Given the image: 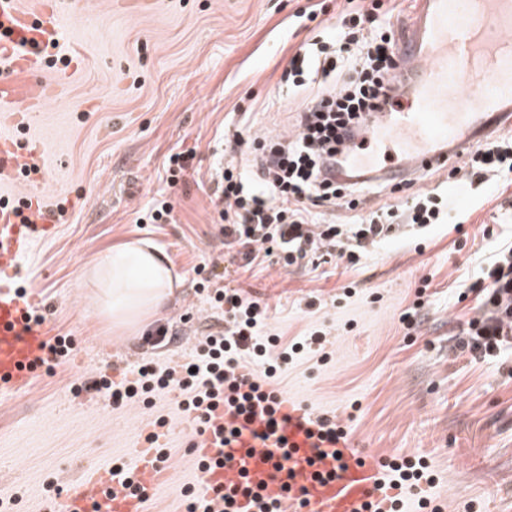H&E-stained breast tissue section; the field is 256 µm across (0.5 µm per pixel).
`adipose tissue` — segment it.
I'll use <instances>...</instances> for the list:
<instances>
[{"instance_id":"ef3b65f1","label":"adipose tissue","mask_w":512,"mask_h":512,"mask_svg":"<svg viewBox=\"0 0 512 512\" xmlns=\"http://www.w3.org/2000/svg\"><path fill=\"white\" fill-rule=\"evenodd\" d=\"M93 299L114 325L131 327L164 310L174 279L157 248L143 242L114 246L85 273Z\"/></svg>"}]
</instances>
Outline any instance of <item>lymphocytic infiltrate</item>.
I'll return each instance as SVG.
<instances>
[{"instance_id":"f902f5d3","label":"lymphocytic infiltrate","mask_w":512,"mask_h":512,"mask_svg":"<svg viewBox=\"0 0 512 512\" xmlns=\"http://www.w3.org/2000/svg\"><path fill=\"white\" fill-rule=\"evenodd\" d=\"M400 8V0H371L367 6L362 0H345L336 16V40L291 56L282 75L289 87L302 92L317 82L322 89L299 113L294 135L284 142L266 140L252 169L237 161L246 121H234L233 133L224 138L226 162L213 203L224 225L225 250L236 253L245 265L273 256L292 266L320 248L332 247L353 267L368 246L392 232L395 213L389 209L370 212L349 226L326 224L322 218L331 206L356 208L373 188L369 182L337 181L335 171L349 165L341 153L355 127L395 102L398 33L391 18ZM464 168L473 185L512 175V136L480 143L469 152ZM449 205L448 199L426 191L408 198L405 212L412 226L426 230L444 222ZM483 280L478 297L484 312L469 321L459 346L489 359L512 338V246L499 251ZM214 301L224 309L225 325L202 334L196 358L160 376L150 366H140L136 379L118 388L103 376L93 381V389L110 390L118 405L146 390L152 377L161 387L179 390L181 407L193 414L199 430L210 426L219 406L244 414L261 403L267 406V427H274L280 393L271 378L280 362L322 338L314 334L286 341L264 336L267 305L238 289H216Z\"/></svg>"}]
</instances>
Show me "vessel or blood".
<instances>
[{"mask_svg":"<svg viewBox=\"0 0 512 512\" xmlns=\"http://www.w3.org/2000/svg\"><path fill=\"white\" fill-rule=\"evenodd\" d=\"M80 5L38 0L31 9L0 0V187L19 179L27 186L19 205L0 202V392L27 390L53 342L47 323L29 319L33 306L21 298L18 264L36 238L58 229V209L42 202L50 171L31 130L62 87L61 80L40 79L42 50L56 42L65 14ZM396 77L411 83V99L374 113L357 129L355 143L367 148L357 158L358 171L404 181L458 164L476 141L512 127V0H422L399 45ZM19 129L30 133L25 142L13 137ZM277 419L275 433L261 440L262 406L247 417L218 413L196 442L197 456L208 462L196 491L210 500L215 490L247 482L304 512H368L380 502V469L352 439L322 440L317 420L286 399ZM236 428L240 437L225 441ZM164 475L155 452H142L132 476L88 471L51 512H148Z\"/></svg>","mask_w":512,"mask_h":512,"instance_id":"b4317fda","label":"vessel or blood"}]
</instances>
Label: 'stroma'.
<instances>
[{
	"instance_id": "obj_1",
	"label": "stroma",
	"mask_w": 512,
	"mask_h": 512,
	"mask_svg": "<svg viewBox=\"0 0 512 512\" xmlns=\"http://www.w3.org/2000/svg\"><path fill=\"white\" fill-rule=\"evenodd\" d=\"M342 5L86 0L81 13L64 17L51 54L75 71L45 105L37 133L55 172L46 194L66 189L79 200L22 273L54 333L74 339L75 354L42 371L27 393L0 397V512H45L85 469L133 463L130 438L151 434L169 455L152 512H182L198 461L194 433L177 428L185 417L178 390L119 407L90 384L103 375L122 382L143 362L161 373L193 355L204 325L222 319L209 298L224 284L268 305L267 334L321 335L318 352L296 355L273 379L282 394L313 415L336 417L371 461H427L432 480L403 491V512H423L425 500L439 512H512V343L489 360L456 347L483 313L472 285L512 243V184L472 189L431 172L417 188L366 197L354 211L328 210L327 222L349 224L401 205L413 190L448 191L447 223L425 234L398 227L353 268L324 248L289 267L246 268L224 257L212 203L224 124L246 112L254 134L294 133L302 101L282 73ZM310 10L316 21L304 19ZM188 150L191 169L168 186L167 156ZM161 192L173 200V223H137ZM133 240L165 252L176 284L166 310L129 334L98 312L85 272L108 248ZM413 306L410 327L402 317ZM161 325L171 342H147Z\"/></svg>"
}]
</instances>
